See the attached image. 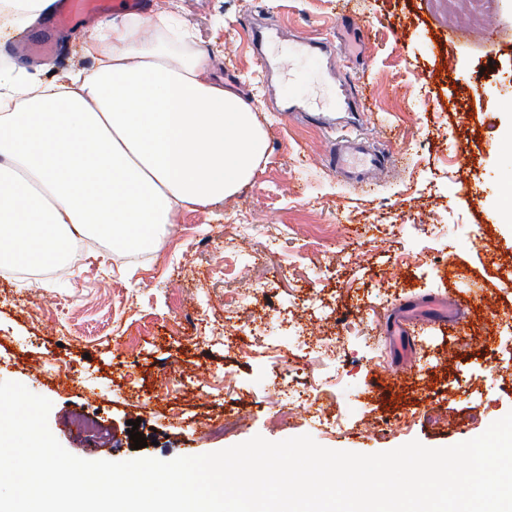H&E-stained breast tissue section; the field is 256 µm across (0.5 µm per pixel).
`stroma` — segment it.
I'll list each match as a JSON object with an SVG mask.
<instances>
[{
	"instance_id": "stroma-1",
	"label": "stroma",
	"mask_w": 512,
	"mask_h": 512,
	"mask_svg": "<svg viewBox=\"0 0 512 512\" xmlns=\"http://www.w3.org/2000/svg\"><path fill=\"white\" fill-rule=\"evenodd\" d=\"M484 3L493 27L465 31ZM175 12L216 75L247 95L268 140L253 179L177 214L130 253L99 232L48 278L0 273V381L52 403L51 433L87 460L198 456L260 435L334 449L431 448L512 411V0H147ZM275 28L258 62L251 29ZM86 28L42 81L94 67ZM301 37L347 44L342 72L384 148L370 183L331 169L332 135L281 115L275 95L321 108L332 88L286 52ZM452 296L460 322L410 323L399 381L389 325ZM489 298L493 308L481 307ZM288 389H280L279 379ZM307 407L289 408L290 392ZM98 421L94 439L76 414ZM234 420L210 435L208 422ZM148 445L134 448L128 421Z\"/></svg>"
}]
</instances>
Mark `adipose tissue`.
I'll return each instance as SVG.
<instances>
[{"instance_id": "ef3b65f1", "label": "adipose tissue", "mask_w": 512, "mask_h": 512, "mask_svg": "<svg viewBox=\"0 0 512 512\" xmlns=\"http://www.w3.org/2000/svg\"><path fill=\"white\" fill-rule=\"evenodd\" d=\"M166 24L102 22L87 38L91 71L44 82L0 68L1 262L63 254L77 232L134 251L179 209L251 180L268 142L250 103L208 54L144 39Z\"/></svg>"}]
</instances>
